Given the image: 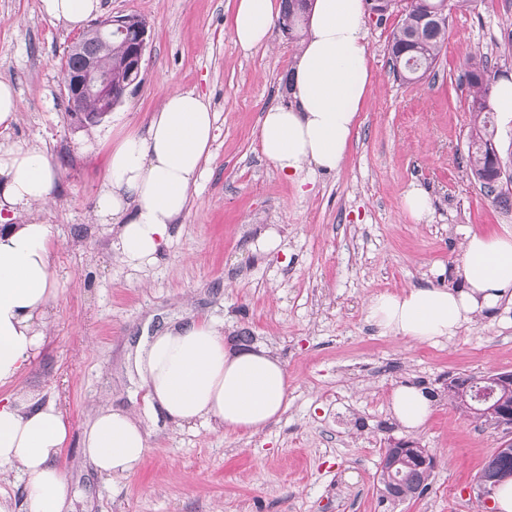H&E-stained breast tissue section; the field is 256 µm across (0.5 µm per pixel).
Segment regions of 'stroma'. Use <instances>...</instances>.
I'll return each instance as SVG.
<instances>
[{
    "label": "stroma",
    "instance_id": "stroma-1",
    "mask_svg": "<svg viewBox=\"0 0 512 512\" xmlns=\"http://www.w3.org/2000/svg\"><path fill=\"white\" fill-rule=\"evenodd\" d=\"M233 8L234 0H101V16L144 19L148 43L123 103L80 128L66 112L62 67L81 30L45 18L39 0H0V79L18 102L0 142L36 145L56 166L46 217L63 289L45 342L13 389L41 393L64 414L59 464L73 512H493L477 477L502 434L443 390L457 376L512 372V301L422 344L380 334L367 305L414 286L457 287L466 235L512 232V205H492L462 165L472 125L465 63L473 56L493 78L512 74V0L451 12L436 66L416 83L389 68L399 10L366 20L373 80L347 156L301 190L254 137L268 107L297 104L299 43L276 29L266 46L242 50L230 31ZM174 90L208 98L215 140L159 261L134 270L114 259L95 196L113 143L144 131ZM414 185L432 203L419 223L403 209ZM269 231L279 249H257ZM187 315L223 324L232 345L246 340L276 355L288 373L286 412L252 434L171 426L150 435L132 475L100 474L80 447L100 398L144 413L130 349L146 321ZM407 384L438 394L418 432L390 408L392 390ZM401 440L428 449L436 466L425 492L384 501L380 462Z\"/></svg>",
    "mask_w": 512,
    "mask_h": 512
}]
</instances>
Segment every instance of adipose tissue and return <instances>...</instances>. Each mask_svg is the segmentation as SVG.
Wrapping results in <instances>:
<instances>
[{
    "label": "adipose tissue",
    "instance_id": "1",
    "mask_svg": "<svg viewBox=\"0 0 512 512\" xmlns=\"http://www.w3.org/2000/svg\"><path fill=\"white\" fill-rule=\"evenodd\" d=\"M45 17L77 28L100 0H40ZM363 0H315L294 71L298 108L272 106L256 129L263 156L304 186L315 172L341 168L371 85ZM279 16L276 0H236L234 41L267 43ZM215 114L205 95L171 92L152 112L147 132L112 149L96 200L100 223L115 232L128 267L154 264L171 238L210 155ZM56 170L39 148L0 143V388H9L45 338V316L58 298L52 235L39 214L52 199ZM461 287H414L371 298L381 334L414 343L454 336L475 314L498 308L512 290V234H468L457 271ZM134 367L153 409L178 425L206 423L255 432L288 407V374L263 347L236 349L214 322L187 318L148 337ZM432 400L404 385L391 394L398 423L424 427ZM68 437L62 412L35 394L0 397V472L25 481L29 512H66L70 484L58 464ZM149 430L121 410H98L83 434L85 455L107 476L132 474L148 452Z\"/></svg>",
    "mask_w": 512,
    "mask_h": 512
}]
</instances>
